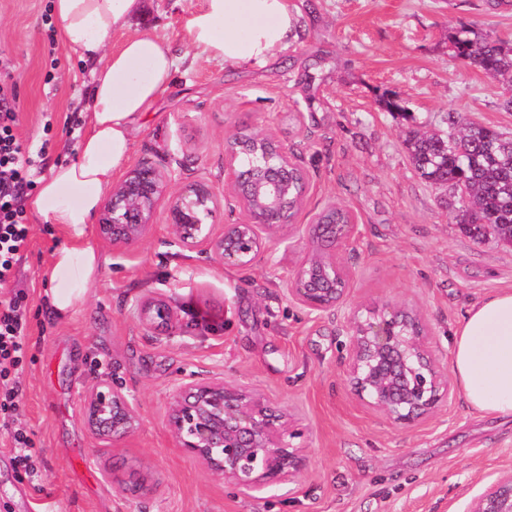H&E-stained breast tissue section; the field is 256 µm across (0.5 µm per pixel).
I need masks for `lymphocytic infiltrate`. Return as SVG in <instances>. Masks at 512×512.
<instances>
[{
  "instance_id": "f902f5d3",
  "label": "lymphocytic infiltrate",
  "mask_w": 512,
  "mask_h": 512,
  "mask_svg": "<svg viewBox=\"0 0 512 512\" xmlns=\"http://www.w3.org/2000/svg\"><path fill=\"white\" fill-rule=\"evenodd\" d=\"M19 112L12 85L0 79V418L9 421L6 446L16 465L38 471V457L28 430L12 424L22 398L14 380L23 367L30 336L23 302L17 288V264L30 245L26 200L45 168L46 150L34 147L18 134Z\"/></svg>"
}]
</instances>
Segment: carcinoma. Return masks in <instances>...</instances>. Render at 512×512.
Segmentation results:
<instances>
[{
    "label": "carcinoma",
    "instance_id": "carcinoma-1",
    "mask_svg": "<svg viewBox=\"0 0 512 512\" xmlns=\"http://www.w3.org/2000/svg\"><path fill=\"white\" fill-rule=\"evenodd\" d=\"M456 54L491 79L512 80V44L462 30L454 37ZM405 145L421 178L447 186L458 199L457 223L472 238L512 242V138L448 113L444 133L413 129Z\"/></svg>",
    "mask_w": 512,
    "mask_h": 512
}]
</instances>
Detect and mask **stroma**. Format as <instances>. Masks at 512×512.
Returning <instances> with one entry per match:
<instances>
[{"instance_id": "35a3bbf8", "label": "stroma", "mask_w": 512, "mask_h": 512, "mask_svg": "<svg viewBox=\"0 0 512 512\" xmlns=\"http://www.w3.org/2000/svg\"><path fill=\"white\" fill-rule=\"evenodd\" d=\"M299 37L266 63L229 66L191 54L187 14L201 0H146L128 31L150 34L181 61L173 82L133 137L130 163L224 186L229 136L250 126L274 133L305 170L309 192L296 226L246 271L184 250L158 210L147 237L104 262L87 304L58 319L43 270L69 245L54 224L31 223L18 262L31 349L18 377L17 411L40 458L30 481L0 446V512H465L490 483L512 473V422L480 417L453 389L428 419L401 427L364 408L343 375L348 312L407 302L420 308L443 366L467 310L512 288V246L480 243L455 219L458 204L415 171L407 131L447 130L448 112L512 136V88L453 52L461 29L512 40V0H288ZM50 0H0V57L12 63L18 133L46 145V163L74 159L86 131L90 66L58 48L48 55ZM398 97L401 110L387 108ZM54 117L44 130L45 114ZM352 211L346 301L321 315L288 295L297 255L311 244L313 214ZM174 312L165 328L142 321V301ZM235 381L284 409L303 430V466L262 499L242 494L177 448L166 426L174 385ZM122 383L140 426L99 445L81 415L85 391Z\"/></svg>"}]
</instances>
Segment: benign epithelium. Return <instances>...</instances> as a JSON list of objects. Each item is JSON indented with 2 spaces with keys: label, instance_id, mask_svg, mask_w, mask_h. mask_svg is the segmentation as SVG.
<instances>
[{
  "label": "benign epithelium",
  "instance_id": "7a95c632",
  "mask_svg": "<svg viewBox=\"0 0 512 512\" xmlns=\"http://www.w3.org/2000/svg\"><path fill=\"white\" fill-rule=\"evenodd\" d=\"M242 130L227 140L224 189L245 213L237 224L216 231L213 219L224 208L211 181L182 187L172 169L141 162L113 182L97 215L99 238L123 249L140 243L153 228L159 207L167 212V229L183 249L205 254L225 267L251 268L268 243L294 226L309 183L288 147L267 132H251L260 145L248 164L239 161ZM312 249L299 256L288 294L316 313L345 303L352 271L336 251L354 239L357 224L336 223V207L315 213ZM145 320L167 324L173 313L161 299L141 304ZM349 343L343 374L366 409L396 425L410 426L430 417L448 401V376L433 347L423 313L407 305H383L347 315ZM84 422L100 443L115 444L139 426L135 405L122 384L105 379L88 389ZM166 423L188 455L260 499L274 483L288 481L302 467L300 450L290 439L300 435L288 414L241 383L187 378L175 385ZM465 512H512V474L488 485Z\"/></svg>",
  "mask_w": 512,
  "mask_h": 512
}]
</instances>
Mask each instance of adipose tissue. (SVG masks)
<instances>
[{
  "label": "adipose tissue",
  "mask_w": 512,
  "mask_h": 512,
  "mask_svg": "<svg viewBox=\"0 0 512 512\" xmlns=\"http://www.w3.org/2000/svg\"><path fill=\"white\" fill-rule=\"evenodd\" d=\"M140 5L141 0H52L62 45L97 67L75 159L55 165L27 201L33 216L61 226L71 238L44 270L49 304L61 319L84 306L102 262L85 227L126 165L134 132L177 70L170 47L148 34L108 49L112 32L126 28ZM185 27L192 49L237 65L266 61L287 48L297 18L287 0H202ZM455 336L452 370L470 408L512 416V290L474 305Z\"/></svg>",
  "instance_id": "adipose-tissue-1"
}]
</instances>
